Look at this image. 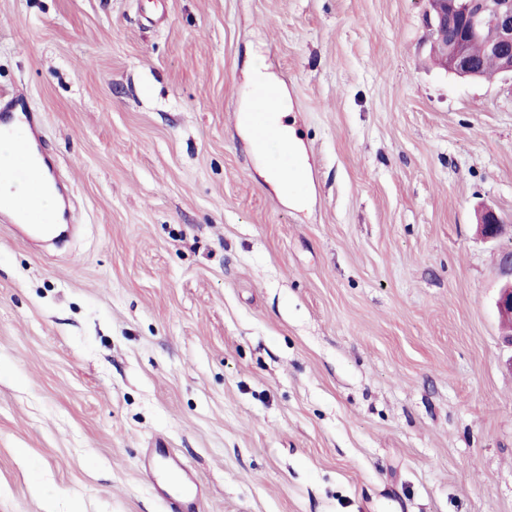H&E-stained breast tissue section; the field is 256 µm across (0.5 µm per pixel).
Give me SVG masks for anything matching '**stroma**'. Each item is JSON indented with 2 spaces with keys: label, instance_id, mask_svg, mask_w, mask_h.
<instances>
[{
  "label": "stroma",
  "instance_id": "1",
  "mask_svg": "<svg viewBox=\"0 0 512 512\" xmlns=\"http://www.w3.org/2000/svg\"><path fill=\"white\" fill-rule=\"evenodd\" d=\"M427 0H0L75 231L0 223V512H512V80L433 63ZM307 179L261 176L253 51ZM249 82L256 87H269L275 86L273 76L267 71L263 62V57L260 53L253 54L252 61L249 65ZM478 230L486 240H498L507 233L506 225L502 224L498 215L489 209L480 214ZM502 265L510 271L511 280L501 288L497 308L501 316L512 317V248L502 253ZM155 455L169 458L175 466L185 472L180 489H173L165 484L164 477H161L159 480L155 478L153 469ZM147 457L144 461V475L154 484L157 492L166 500L170 512H196L188 510L193 508L197 499L198 491L196 485L198 486V484L195 482V485L190 479L189 472L182 462L168 448H150L147 452Z\"/></svg>",
  "mask_w": 512,
  "mask_h": 512
}]
</instances>
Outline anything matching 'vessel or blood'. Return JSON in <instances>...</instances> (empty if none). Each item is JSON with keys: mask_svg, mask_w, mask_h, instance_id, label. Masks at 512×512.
I'll use <instances>...</instances> for the list:
<instances>
[{"mask_svg": "<svg viewBox=\"0 0 512 512\" xmlns=\"http://www.w3.org/2000/svg\"><path fill=\"white\" fill-rule=\"evenodd\" d=\"M276 94H267L263 113L255 117L253 143L274 160L287 157L284 145L276 136L269 114L276 112ZM44 138L40 117L22 93L0 94V181L10 186L9 193H0V221L11 224L28 239H51L52 226L42 215V199L59 180L53 166L40 159ZM143 472L154 478V486L165 499L170 512H191L198 491L190 479L183 477L181 488L174 489L164 480L155 479L153 457H169L168 449L148 450Z\"/></svg>", "mask_w": 512, "mask_h": 512, "instance_id": "1", "label": "vessel or blood"}]
</instances>
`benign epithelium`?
<instances>
[{
    "label": "benign epithelium",
    "mask_w": 512,
    "mask_h": 512,
    "mask_svg": "<svg viewBox=\"0 0 512 512\" xmlns=\"http://www.w3.org/2000/svg\"><path fill=\"white\" fill-rule=\"evenodd\" d=\"M494 2L491 7L489 0H428L424 24L430 31V50H449L445 55L448 71L461 77L474 75L466 38L470 33L479 34L481 26L490 21L499 37L487 46V52L499 62L501 74L512 79V0ZM478 230L486 240H498L506 234L512 240V229L489 209L480 214ZM497 308L501 315L512 316V281L501 288Z\"/></svg>",
    "instance_id": "7a95c632"
}]
</instances>
